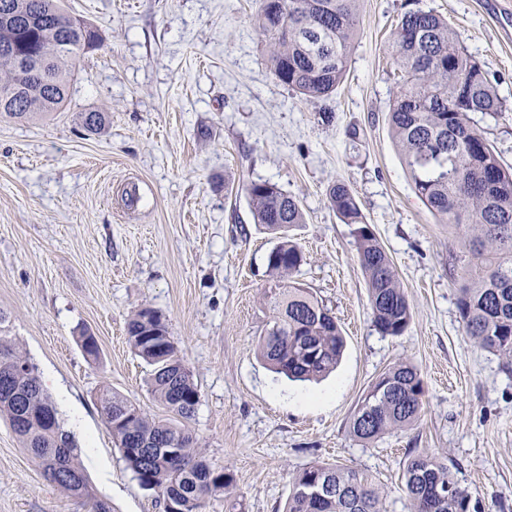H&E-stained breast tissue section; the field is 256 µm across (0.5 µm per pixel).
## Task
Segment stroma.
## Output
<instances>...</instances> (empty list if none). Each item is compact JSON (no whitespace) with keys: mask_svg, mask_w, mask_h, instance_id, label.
<instances>
[{"mask_svg":"<svg viewBox=\"0 0 512 512\" xmlns=\"http://www.w3.org/2000/svg\"><path fill=\"white\" fill-rule=\"evenodd\" d=\"M495 2L359 0L345 79L314 99L273 74L254 25L259 0H62L103 44L77 60L58 112L0 118V329L36 366L112 512H163L97 399L107 385L168 418L127 340L144 307L162 316L200 392L189 426L204 459L234 475L231 493L205 512H284L293 476L314 462L368 473L387 491L386 512H409L402 476L417 455L453 460L479 512H512V362L465 335L455 235L416 196L388 125L390 34L408 10L433 11L505 102L476 121L512 167V26L494 18ZM90 111L105 115L95 134L82 127ZM264 181L300 202L305 222L290 232L303 254L298 278L346 339L338 368L317 383L288 381L256 356L278 240L255 224L244 188ZM338 182L409 299L402 335L373 323L352 228L327 200ZM84 330L98 358L82 350ZM405 360L424 378L420 420L358 440L350 426L360 399ZM89 509L46 479L0 417V512Z\"/></svg>","mask_w":512,"mask_h":512,"instance_id":"1","label":"stroma"}]
</instances>
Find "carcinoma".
Instances as JSON below:
<instances>
[{"label": "carcinoma", "instance_id": "cac0c4a2", "mask_svg": "<svg viewBox=\"0 0 512 512\" xmlns=\"http://www.w3.org/2000/svg\"><path fill=\"white\" fill-rule=\"evenodd\" d=\"M48 16L33 28L0 23V44L20 43L29 54L45 53L44 83L28 96L16 63L0 57V100L21 97L10 118L55 112L68 98L70 76L80 53L98 49V29L82 33L56 22L60 0H28ZM358 0H266L254 24L280 82L310 98H327L343 83L349 50L358 30ZM390 55L399 82L388 123L414 191L441 224L455 228L460 268L457 309L462 328L480 348L512 360V172L506 170L474 122L477 113L505 111L503 99L479 62L457 41L448 22L423 9L406 12L392 33ZM255 223L281 239L268 255L278 279L267 294L272 317L257 342L259 358L292 381L319 380L333 372L344 338L335 317L293 275L302 254L286 239L304 223L299 202L276 185L246 187ZM330 207L352 226L357 256L367 278L374 326L400 336L412 312L393 262L380 244L351 188L334 184ZM128 340L151 367L153 398L179 417L156 420L131 402L102 389L99 403L122 456L139 485L154 490L165 512H205L207 501L233 488V473L212 468L196 451L187 426L200 401L191 373L178 357L161 316L142 308L127 323ZM364 397L352 431L371 441L417 423L425 406L418 369L402 361ZM0 415L28 448L47 479L75 496H90L77 462L76 444L65 429L37 369L20 347L0 335ZM454 464L417 455L403 473L410 512H478L453 473ZM384 492L367 473L352 467L313 463L292 481L285 512H384Z\"/></svg>", "mask_w": 512, "mask_h": 512}]
</instances>
